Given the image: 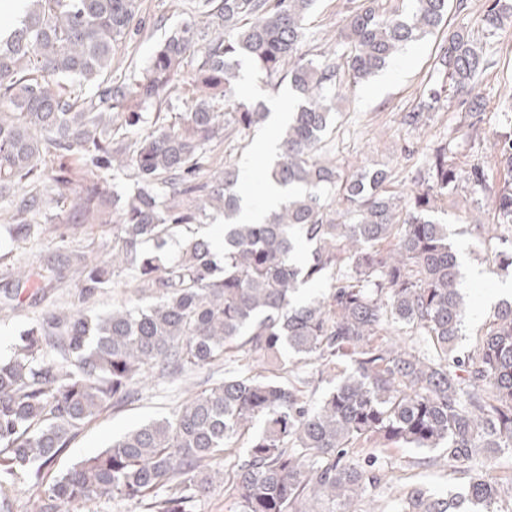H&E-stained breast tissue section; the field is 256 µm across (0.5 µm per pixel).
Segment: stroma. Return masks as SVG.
Returning <instances> with one entry per match:
<instances>
[{
  "mask_svg": "<svg viewBox=\"0 0 512 512\" xmlns=\"http://www.w3.org/2000/svg\"><path fill=\"white\" fill-rule=\"evenodd\" d=\"M347 0H317L307 20L305 47L314 52L331 51L337 47V36L345 24ZM192 0H143L141 14L144 33L137 43L130 45L126 60L145 64L156 41L164 30L175 23L196 18ZM439 34H430L412 43L399 53L392 64L369 81L351 90L339 105L336 138L332 155L345 169L384 167L391 171V189L401 197H408L415 188L412 176L419 163L417 157L402 154L404 144H414L418 153L432 143L445 140L458 124L456 113H430L424 126L410 130L402 123V116L412 109L423 86L435 78L434 56ZM502 68L483 79L486 116L490 123L501 122L497 110L500 93L512 91V43L507 37L499 43ZM266 126L225 136L209 160V169L233 164L245 169L254 147L266 134ZM439 222L448 226V238L460 262L462 287L470 297V314L464 335L459 342L461 351L471 350L477 334L489 321L497 298L491 297L493 288L512 283V270L503 268L497 252V231L491 214H475L469 193L458 192L455 204L439 213ZM76 290L70 281L55 284L36 304L0 315V357L8 358L18 333L36 322L45 313L73 300ZM239 364L226 358L220 366L205 368L174 383H161L146 389L142 397L118 411L100 415L88 423L72 441L66 452L56 461L54 469L46 470V478H53L55 469L99 453L113 438L151 419L168 415L188 393L193 382L223 379L225 373L237 371ZM423 449L401 448L385 455L381 466L392 478L374 491L381 505H389L398 489L410 486L428 488L438 495L466 481V474L449 468L420 465L426 457Z\"/></svg>",
  "mask_w": 512,
  "mask_h": 512,
  "instance_id": "obj_1",
  "label": "stroma"
}]
</instances>
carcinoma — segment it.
Masks as SVG:
<instances>
[{"instance_id": "carcinoma-1", "label": "carcinoma", "mask_w": 512, "mask_h": 512, "mask_svg": "<svg viewBox=\"0 0 512 512\" xmlns=\"http://www.w3.org/2000/svg\"><path fill=\"white\" fill-rule=\"evenodd\" d=\"M0 36V216L12 242L57 224L112 226L106 258L91 261L59 235L37 272L9 277L0 311L75 278L78 303L22 330L0 359V495L23 483L36 512H80L101 500H135L144 512H197L224 482L229 512H363L378 483L376 455L438 452L449 464H483L512 450V302L499 303L480 341L456 352L467 317L459 264L438 206L460 188L507 233L512 267V93L499 100L508 127L486 126L480 81L497 65L487 46L512 17V0H484V41L460 23L437 46L438 77L403 124L430 112L460 121L423 155L404 200L382 168L342 169L327 156L336 100L396 54L445 25L451 0H349L341 52L302 50L315 0H197L206 15L170 29L146 65L119 73L113 56L142 35L140 0H27ZM250 60L289 81L298 103L279 132L263 178L292 188L260 224H239L226 165L197 181L224 130L268 116L239 101L237 68ZM185 110L168 113L173 102ZM156 109L148 122L143 109ZM493 140L490 158L459 161L462 141ZM128 180L119 195L106 175ZM72 201L67 216L61 209ZM224 215L222 257L211 240H167ZM309 250L295 260L297 246ZM123 269L133 298L94 317L89 302ZM307 284L324 287L298 299ZM393 328L404 338L383 339ZM241 356L242 370L201 388L169 416L133 428L98 454L44 481L80 428L165 381ZM337 383L314 398L303 368ZM491 469L448 497L414 487L390 512H498Z\"/></svg>"}]
</instances>
